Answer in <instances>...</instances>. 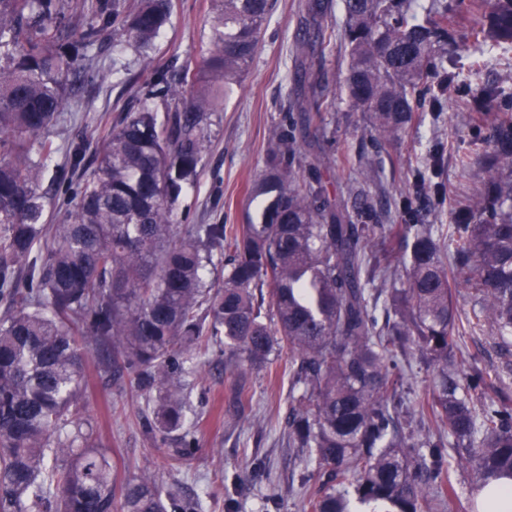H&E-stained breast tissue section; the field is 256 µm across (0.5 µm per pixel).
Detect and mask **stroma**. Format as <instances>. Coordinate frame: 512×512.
Masks as SVG:
<instances>
[{
    "label": "stroma",
    "mask_w": 512,
    "mask_h": 512,
    "mask_svg": "<svg viewBox=\"0 0 512 512\" xmlns=\"http://www.w3.org/2000/svg\"><path fill=\"white\" fill-rule=\"evenodd\" d=\"M301 0H273L263 26L259 48L238 83L227 91L208 133L212 149L203 159L196 186L187 193L194 224H240L245 214H258L262 203L251 200L253 183L266 166L275 128L288 112H300V94L308 75L299 72L297 54L304 38ZM211 0H178L169 23L155 42L149 61L138 60L118 35L107 32L103 43L87 53L92 66L85 75L79 98L68 100L62 119L51 130L60 151L51 164L64 180L80 181V171L70 166L69 144L83 133L87 155H94L108 133L112 119L137 93L144 68L175 73L194 63L208 46ZM128 63L129 73H112L113 60ZM346 62L343 51L327 57L320 77L336 97L327 113V128L336 132V162L323 174L330 195L346 196L364 158H372L377 179L370 194L377 213L386 223L404 221L403 200L413 170L435 161L433 183L439 193L419 202L420 223L446 225L450 214L477 195L484 183L481 165L461 168L475 124L486 123L488 113L461 109L462 96L447 91L439 112L420 107L412 124L398 138L371 140L366 116L351 111L339 87ZM187 419L193 424L196 449L192 455L173 458L167 448L149 438L138 420L146 410L144 396L129 377L108 379L95 368L86 371L84 403L96 447L107 449L117 467L118 480L150 471L181 497L200 500L202 512H226L232 499L238 512H303L306 472L295 449L289 448L288 356L271 364L233 374L224 369V351L211 348L188 374ZM269 465L279 485V495L267 496L264 480L253 476L255 462Z\"/></svg>",
    "instance_id": "35a3bbf8"
}]
</instances>
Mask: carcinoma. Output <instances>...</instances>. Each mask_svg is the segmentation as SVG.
<instances>
[{
  "label": "carcinoma",
  "instance_id": "carcinoma-1",
  "mask_svg": "<svg viewBox=\"0 0 512 512\" xmlns=\"http://www.w3.org/2000/svg\"><path fill=\"white\" fill-rule=\"evenodd\" d=\"M207 49L172 80L157 71L119 113L92 169L66 196L64 222L46 220L41 185L58 147L50 136L78 57L104 26L147 60L174 0H0V512H201L152 474L116 486L104 448L83 428L88 355L108 376H132L152 403L141 419L172 457L191 453L184 378L192 356L224 347V368L262 367L288 352V447L315 482L305 512H434L458 495L456 469L486 487L512 479V397L469 359L466 334L491 325L512 355V93L479 85L512 48V0H490L475 31L456 19L483 0H343L344 91L370 132L392 139L414 109L455 82L434 84L448 57L478 58L461 80L495 115L487 183L456 213L453 260L433 224H382L368 200L337 206L315 166L297 167L298 122L277 128L251 188L264 206L243 224H188L185 190L201 174L223 95L253 60L271 0H212ZM312 30L300 63L333 53L327 0H305ZM316 115L333 108L314 82ZM165 106L158 110L157 104ZM467 288L470 313L454 305ZM418 359L427 393L403 391Z\"/></svg>",
  "mask_w": 512,
  "mask_h": 512
}]
</instances>
